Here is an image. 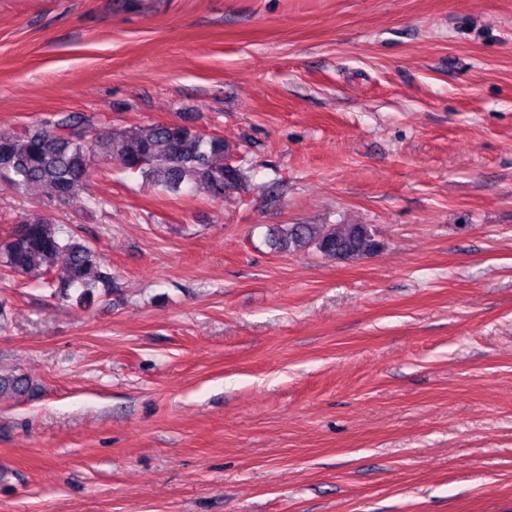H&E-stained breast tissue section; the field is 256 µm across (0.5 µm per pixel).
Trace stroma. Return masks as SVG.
<instances>
[{
	"mask_svg": "<svg viewBox=\"0 0 512 512\" xmlns=\"http://www.w3.org/2000/svg\"><path fill=\"white\" fill-rule=\"evenodd\" d=\"M223 137L244 190L0 189L112 268L0 274V512H512V0H0V132ZM274 224H369L339 262ZM33 389L32 382L25 375L0 372V400L29 395Z\"/></svg>",
	"mask_w": 512,
	"mask_h": 512,
	"instance_id": "35a3bbf8",
	"label": "stroma"
}]
</instances>
